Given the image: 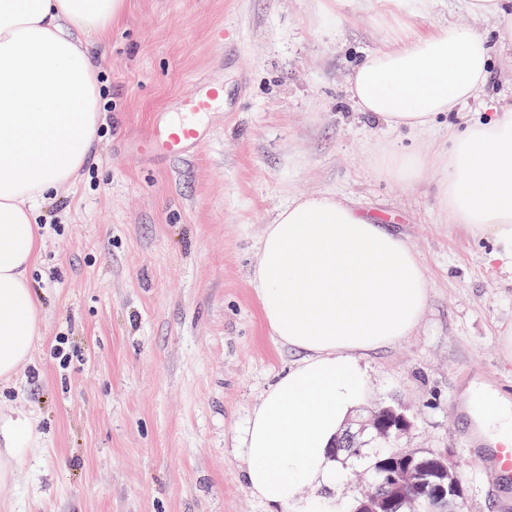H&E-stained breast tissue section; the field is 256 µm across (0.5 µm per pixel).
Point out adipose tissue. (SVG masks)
Wrapping results in <instances>:
<instances>
[{
  "mask_svg": "<svg viewBox=\"0 0 512 512\" xmlns=\"http://www.w3.org/2000/svg\"><path fill=\"white\" fill-rule=\"evenodd\" d=\"M495 21L493 36L444 23L366 54L347 78L359 111L420 142L436 118L479 97L494 50L512 51L498 20L512 0H462ZM127 0H0V380L11 379L39 337L28 270L38 255L41 206L85 167L101 123L103 85L93 45L122 24ZM384 169L434 195L457 223L512 251V103L464 118L434 151L388 152ZM264 323L300 353L250 414L241 438L251 495L291 512H338L335 499L301 505V486L334 484L333 446L367 397L364 359L416 328L430 280L402 236L331 194H303L265 226L250 267ZM34 442L22 417L0 425V476Z\"/></svg>",
  "mask_w": 512,
  "mask_h": 512,
  "instance_id": "ef3b65f1",
  "label": "adipose tissue"
}]
</instances>
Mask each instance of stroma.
<instances>
[{
	"label": "stroma",
	"mask_w": 512,
	"mask_h": 512,
	"mask_svg": "<svg viewBox=\"0 0 512 512\" xmlns=\"http://www.w3.org/2000/svg\"><path fill=\"white\" fill-rule=\"evenodd\" d=\"M451 21L491 34L459 0L411 17L387 0H129L100 59L112 109L87 166L38 215L29 276L42 309L29 363L0 383V416L25 414L36 450L15 463L0 512H270L244 483L250 412L297 352L266 328L249 264L276 210L300 194L352 198L415 248L430 277L417 327L367 360L368 398L406 412L396 447L459 462V512H512V486L471 457L461 386L512 398V270L494 237L439 209L430 179L379 167L405 132L358 111L350 70L393 39ZM223 29V43L213 39ZM224 85L211 140L180 160L146 153L194 81ZM512 100L495 55L480 100ZM67 362H60L57 348ZM341 507L372 480L344 464Z\"/></svg>",
	"instance_id": "obj_1"
}]
</instances>
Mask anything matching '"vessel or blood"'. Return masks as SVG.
<instances>
[{
  "instance_id": "b4317fda",
  "label": "vessel or blood",
  "mask_w": 512,
  "mask_h": 512,
  "mask_svg": "<svg viewBox=\"0 0 512 512\" xmlns=\"http://www.w3.org/2000/svg\"><path fill=\"white\" fill-rule=\"evenodd\" d=\"M221 87L215 82L195 83L193 91L181 98L173 121L156 126L150 137L155 152L180 157L200 148L205 139L200 119L211 110L212 101Z\"/></svg>"
}]
</instances>
